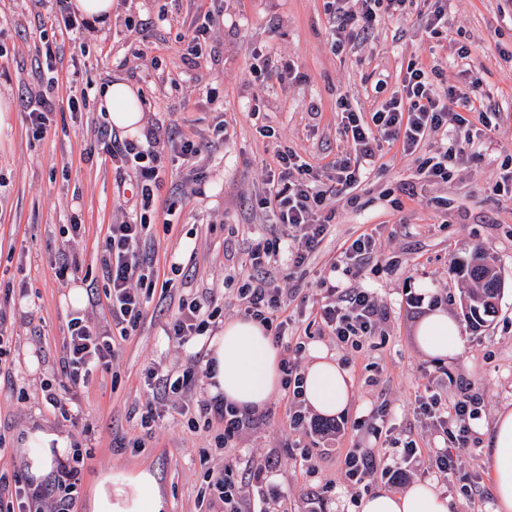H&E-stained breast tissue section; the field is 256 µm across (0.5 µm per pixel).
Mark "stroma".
Listing matches in <instances>:
<instances>
[{"instance_id": "1", "label": "stroma", "mask_w": 512, "mask_h": 512, "mask_svg": "<svg viewBox=\"0 0 512 512\" xmlns=\"http://www.w3.org/2000/svg\"><path fill=\"white\" fill-rule=\"evenodd\" d=\"M211 0H112V20L85 30L71 42L64 26L49 18L47 0H0V102L10 106L0 126V316L8 342L0 357L12 363V384L0 386V462L24 470L30 433L58 432L69 444L89 449L77 504L87 512L91 489L101 475L151 471L166 512H199L207 473L230 471L246 486L244 512H251L262 485L283 493V512H358L343 481L350 448L380 450L383 439L363 428L371 410L386 405L399 440L414 439L422 450L438 444L429 434L415 400L434 388L447 401L477 395L471 422L475 443L461 468L472 481L442 478L419 466L411 481L428 480L447 497L451 512H473L476 501L493 505L487 450L497 413L512 408V194L498 185L512 171V0H448V30L429 38L412 25L383 17L369 39L336 50L326 0H222L215 10L203 56L189 53L191 22ZM59 55L46 62V47ZM467 48L469 64L457 56ZM264 58L269 70L294 61V78L256 79L251 66ZM441 71L439 89L479 81V95L496 111L474 122V142L465 146L448 182L430 184L416 172V156L388 146L357 190L356 202L329 196L323 210L329 229L308 264L280 265L275 275L288 290V330L306 345L334 352L349 372L353 389L341 435L320 436L288 425L289 403L277 394L256 414V423L218 454L223 425H190L185 407L208 398L206 382L184 396L155 402L146 372L162 367L179 374L203 358L205 344L177 343L164 325L180 299L212 292L218 308L215 330L240 318L237 290L248 252L262 238L285 235L270 212L257 207L266 168L276 152L292 150L317 171L349 151L342 135L344 106L363 113L384 101L374 91L377 73L395 89L409 63ZM136 90L144 125L157 124L181 137L206 142L196 157L172 155L149 213L145 249L153 262L155 286L148 313L134 335L115 348L112 367L84 387L63 390L76 422L47 404L40 385L58 369L66 315L64 298L83 277L105 289L99 258L109 224L127 213L116 174L98 151L114 128L98 109L99 92L115 78ZM51 93L50 125L35 134L28 114L41 94ZM79 99L70 109L69 99ZM259 119H252V106ZM225 122L228 136L213 130ZM269 127L262 136L259 126ZM84 224L83 237L69 239L71 221ZM377 233L378 251L347 263L337 274L343 288H365L378 299L384 318L376 336L360 350H344L321 335L313 314L328 294L321 281L342 260L347 239L364 230ZM497 258L505 288L493 322L464 328L465 345L452 361L422 353L415 340L418 322L432 310L456 314L467 283L456 276L455 260L473 248ZM67 253L79 269L61 278L58 257ZM160 417L141 424L149 403ZM143 441L141 451L130 445ZM311 448L314 470L300 463ZM272 463L255 476L252 461Z\"/></svg>"}]
</instances>
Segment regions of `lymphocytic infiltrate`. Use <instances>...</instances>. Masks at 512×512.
<instances>
[{
  "label": "lymphocytic infiltrate",
  "mask_w": 512,
  "mask_h": 512,
  "mask_svg": "<svg viewBox=\"0 0 512 512\" xmlns=\"http://www.w3.org/2000/svg\"><path fill=\"white\" fill-rule=\"evenodd\" d=\"M359 7L346 9V0H327L333 19V45L343 48L377 26L381 14L402 20L406 17L405 0H357ZM439 71L421 63L408 65L399 86L378 105L371 116L353 108L343 111V134L353 150L352 156L337 160L331 182L313 175L312 168L292 151L278 152L266 179V189L258 199L260 208L272 213L276 223L291 228V236L274 237L255 243L248 253L250 271L242 275L237 293L245 318L257 321L273 343L279 344L288 332L285 297L274 270L281 261L303 266L323 241L327 224L320 212L328 195L351 196L373 170L385 145H399L405 154H414L431 134H440L434 151L420 160L417 172L428 181L444 182L451 175L449 162L462 152L461 143L469 131L468 113L492 111V104L477 103L469 92L455 88L438 90ZM103 150L116 170L129 169L135 174L130 209H149L162 180L168 154L181 152L195 156L202 144L186 140L175 142L168 133L155 129L144 141L126 139L105 141ZM149 225L127 218L109 225L100 267L108 283L105 293L90 289L89 302L106 299L112 317L110 327L71 314L67 322L64 354L59 371L76 386L90 383L95 372L109 368L114 347L127 339L147 314L144 288L151 257L143 252ZM331 299L317 316L322 331L334 336L339 344L359 348L375 336L383 313L372 293L363 288L330 285ZM214 317L208 298L181 301L167 335L187 343L206 335ZM478 400L465 395L451 402L442 401L432 391L418 398L419 409L428 421L430 434L442 438V447L433 449L428 468L441 475L465 480L458 461L473 443L470 422L477 414ZM192 418L222 422L218 450L231 448L245 419L238 409L223 398L201 400L190 408ZM416 440L406 441L399 458L380 461L372 451L348 449L343 459L344 480L348 486L368 485L374 477L396 484L404 480L413 464L418 463ZM88 450L70 449L57 460L55 469L42 481L0 468V512H74L78 488L82 482Z\"/></svg>",
  "instance_id": "f902f5d3"
}]
</instances>
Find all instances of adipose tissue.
<instances>
[{
	"label": "adipose tissue",
	"instance_id": "obj_1",
	"mask_svg": "<svg viewBox=\"0 0 512 512\" xmlns=\"http://www.w3.org/2000/svg\"><path fill=\"white\" fill-rule=\"evenodd\" d=\"M99 105L111 124L129 134L142 127L143 108L132 86L122 79L109 83ZM419 348L429 357L450 359L464 348L460 326L448 314L426 315L416 328ZM207 365L211 370L209 392L223 396L243 413L262 411L279 392L282 372L280 355L263 328L255 321L235 319L225 323L221 334L207 343ZM303 398L316 414L332 418L342 414L350 403L352 380L335 355L324 348L310 351L303 371ZM35 444L27 454L26 470L33 478L46 476L66 441L56 432L32 433ZM494 484V512H512V409L496 418L490 448ZM166 503L156 488L153 474L146 469L121 478L104 477L89 501V512H164ZM360 512H450L448 500L430 483L418 481L406 491H377L365 496Z\"/></svg>",
	"mask_w": 512,
	"mask_h": 512
}]
</instances>
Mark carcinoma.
I'll return each instance as SVG.
<instances>
[{
  "label": "carcinoma",
  "mask_w": 512,
  "mask_h": 512,
  "mask_svg": "<svg viewBox=\"0 0 512 512\" xmlns=\"http://www.w3.org/2000/svg\"><path fill=\"white\" fill-rule=\"evenodd\" d=\"M475 256L480 266L475 267L471 262L462 260L458 263V270L474 284L461 295L460 305H469L468 311L463 313L464 320L471 328L478 329L496 313L495 301L501 296L502 277L493 257L482 251L475 252Z\"/></svg>",
  "instance_id": "1"
}]
</instances>
